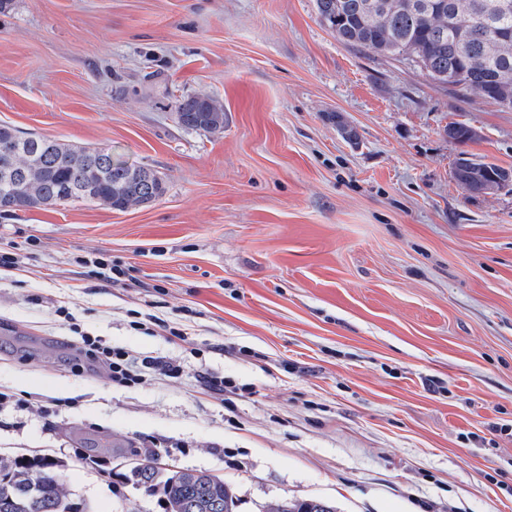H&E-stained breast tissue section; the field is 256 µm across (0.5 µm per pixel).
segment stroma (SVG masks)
<instances>
[{
  "mask_svg": "<svg viewBox=\"0 0 512 512\" xmlns=\"http://www.w3.org/2000/svg\"><path fill=\"white\" fill-rule=\"evenodd\" d=\"M200 94L223 133L178 123ZM0 124L166 183L0 213V457L57 463L89 512H160L133 455L238 512H512V190L453 177L512 170V110L343 45L315 0H8ZM86 335L177 371L78 370ZM335 510L317 500H288L270 507L268 512H334Z\"/></svg>",
  "mask_w": 512,
  "mask_h": 512,
  "instance_id": "obj_1",
  "label": "stroma"
}]
</instances>
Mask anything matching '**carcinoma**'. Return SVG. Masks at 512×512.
I'll return each instance as SVG.
<instances>
[{"mask_svg":"<svg viewBox=\"0 0 512 512\" xmlns=\"http://www.w3.org/2000/svg\"><path fill=\"white\" fill-rule=\"evenodd\" d=\"M320 18L329 21L336 39L357 49L407 56L433 80L482 94L496 104L512 99V0H316ZM499 30L506 43L493 49L487 35ZM179 123L188 129L224 130V105L212 96L183 99ZM0 139L26 150L12 167L0 168V211L41 208L82 201L109 209L120 187L146 203L161 197L166 186L149 168L128 164L112 154L21 133L0 125ZM42 459L0 457V512H86L69 500L62 484L43 478ZM150 495L159 496L163 512H237L238 500L220 477L205 471L180 470L158 475L146 465L126 475ZM268 512H334L317 500H288Z\"/></svg>","mask_w":512,"mask_h":512,"instance_id":"1","label":"carcinoma"}]
</instances>
